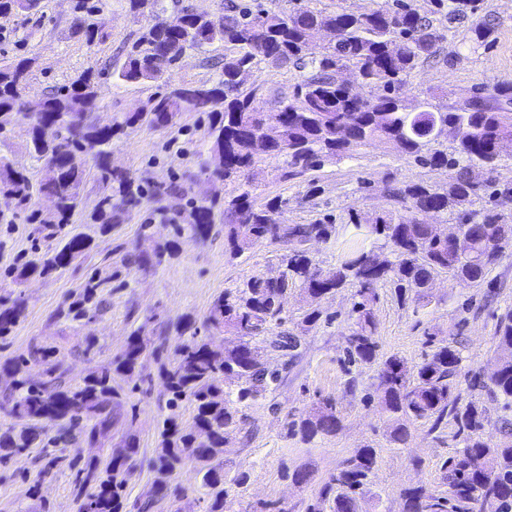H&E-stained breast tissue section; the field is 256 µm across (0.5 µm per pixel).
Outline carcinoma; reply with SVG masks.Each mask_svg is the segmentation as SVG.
Returning a JSON list of instances; mask_svg holds the SVG:
<instances>
[{"mask_svg":"<svg viewBox=\"0 0 512 512\" xmlns=\"http://www.w3.org/2000/svg\"><path fill=\"white\" fill-rule=\"evenodd\" d=\"M41 0H0V15L31 13ZM105 25L76 19V33L93 45L106 37ZM333 29L338 41L317 55L308 46L317 33ZM444 35L421 16L408 0H385L377 9L351 13L333 12L300 4L289 12L275 11L262 4H231L224 13L205 18L187 6L167 13L163 7L155 23L132 46L127 61L112 76L124 83L158 81L165 77L183 53L224 42V63L208 83L192 86L184 95L181 88L168 87L155 94L145 112H128L108 125L92 119L95 82L85 74L68 85L44 95L40 120L33 122L25 111V92L30 83L31 63L14 60L0 66V139L24 124L25 149L42 163L41 179L33 185L28 175L5 157H0V196L13 199L16 214L31 225L35 241L31 253L14 261L8 275L17 286L36 278H48L71 267H80L97 247L96 238L106 237L123 222L129 210L145 196L142 186L130 175L112 167V139L128 128L147 125L171 128L188 111L210 114L208 159L205 173L211 180L238 183V194L224 200V233L232 249L241 253L263 241L287 245L281 276H252L243 284L216 297L204 325L214 334L233 337L214 348L209 336L198 335V327L187 318L184 330L190 339L173 356H163L140 325L128 337L125 349L101 369L90 371L81 382L67 385L62 380L63 361L53 346H34L28 354L7 358L0 375L11 381V392L0 401V411L18 424L0 429V463L43 443V423L60 426L63 434L73 431L95 446L112 437L119 422L121 393L112 385L114 376L141 377L142 359L151 352L159 362V375L168 391L161 440L155 450V495L135 502L137 512H151L168 497V481L183 460L192 459L203 472L207 488V512H224V470L220 460L224 444L243 422V408L266 397L280 383L278 370L260 361L265 349L289 352L300 346V336L284 330L274 339L261 337L268 326L283 325L281 296L288 288H300L319 298L348 285L356 286L350 334L346 338L344 364L370 363L377 358L374 306L377 287L388 283L399 296L411 293L426 297V284L440 273L451 286L492 282L486 278L506 249H512V223L498 210L512 197V187L500 189L494 179L476 182L472 169L480 166L496 172L512 152L498 150L499 142L512 137V83H499L492 90L478 89L450 106L443 94L428 90L411 102L401 96L419 63L437 53ZM473 51L490 50L495 44L493 28L476 22L468 28ZM273 67L292 64L305 71L291 102H280L266 111L256 106V89L246 83L260 63ZM342 69L354 72L360 85L377 89L375 95H359L340 83ZM444 125L464 130L463 138L451 152L432 149L428 133ZM383 145L400 156L429 167L453 171L443 188L412 183H386L388 195L400 208L382 215L357 218L355 228L363 242L344 251L342 261L324 276L311 275L313 259L302 249L311 240L326 242L336 234V225L325 217L309 224H279L276 215L285 204L279 197L263 204L255 202L252 186L242 180L256 159L276 156L284 164V176L304 175L331 159L351 154L353 148ZM84 153L91 160L102 189V197L90 216L96 236L71 229V217L82 201L85 170L70 164V156ZM53 198L55 207L36 206L34 193ZM488 198L493 207L476 210V201ZM217 201L206 196L191 202L190 211L170 213L158 210L180 237L205 236L213 223ZM427 209L449 214L466 233L470 252L458 256L448 242L435 236V227L419 218ZM149 225L141 227L140 242L128 254L126 264L147 269L172 253L176 241L165 246L152 244ZM118 273L94 268L74 299L55 314V319L80 322L103 310L104 291L112 287ZM27 305L24 291L0 298V341H6L23 316ZM495 339L502 351L498 367L489 382L482 384L504 406L512 405V308L496 320ZM436 344L432 357L416 366L391 355L380 363L379 406L391 425V439L401 444L407 437V423L426 421L438 429L447 418L457 426L463 447L446 462V492H429L421 486L405 490V512H512V428L501 427L502 438L492 441L483 434L484 411L471 402L459 406L454 376L461 362L457 346ZM43 368L35 381L30 366ZM236 380L233 393L226 383ZM195 412L185 428L179 422L182 405ZM340 425L336 401L325 399L288 431L307 441L318 435H332ZM138 453L136 435L126 434L121 448L101 459L93 457L76 469V499L89 501L90 512H126L127 485L131 462ZM376 465L375 452L358 449L330 481L307 512H359L369 475ZM93 491H87L89 485Z\"/></svg>","mask_w":512,"mask_h":512,"instance_id":"1","label":"carcinoma"}]
</instances>
